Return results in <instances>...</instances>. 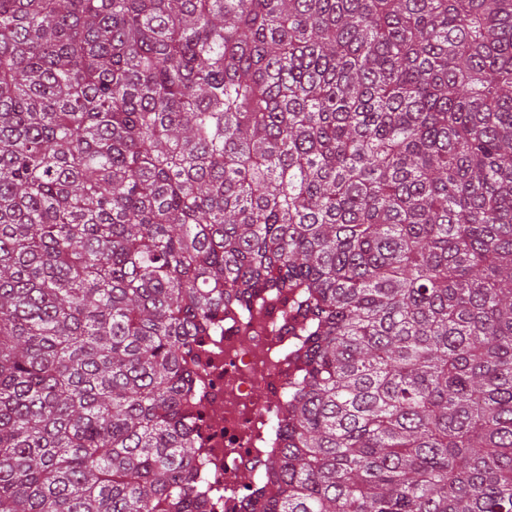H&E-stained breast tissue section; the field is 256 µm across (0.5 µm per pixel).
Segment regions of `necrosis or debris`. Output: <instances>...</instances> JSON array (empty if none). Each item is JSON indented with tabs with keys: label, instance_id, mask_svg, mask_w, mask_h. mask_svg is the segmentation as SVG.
<instances>
[{
	"label": "necrosis or debris",
	"instance_id": "necrosis-or-debris-1",
	"mask_svg": "<svg viewBox=\"0 0 512 512\" xmlns=\"http://www.w3.org/2000/svg\"><path fill=\"white\" fill-rule=\"evenodd\" d=\"M301 324L274 298L226 303L189 367L187 401L205 512H243L281 455V420L301 372Z\"/></svg>",
	"mask_w": 512,
	"mask_h": 512
}]
</instances>
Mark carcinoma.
<instances>
[{
  "label": "carcinoma",
  "instance_id": "carcinoma-1",
  "mask_svg": "<svg viewBox=\"0 0 512 512\" xmlns=\"http://www.w3.org/2000/svg\"><path fill=\"white\" fill-rule=\"evenodd\" d=\"M263 292L248 512H512V0H0V512H202L187 357Z\"/></svg>",
  "mask_w": 512,
  "mask_h": 512
}]
</instances>
